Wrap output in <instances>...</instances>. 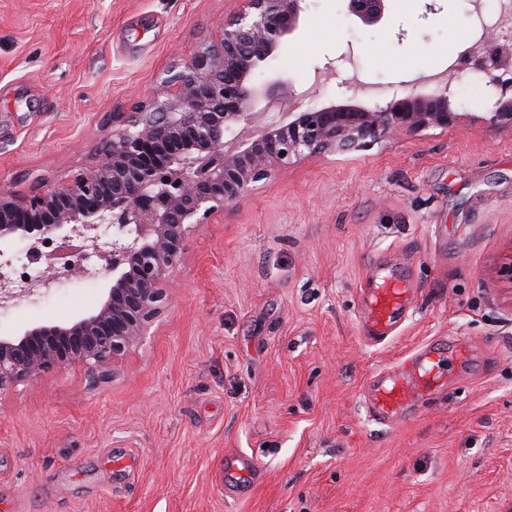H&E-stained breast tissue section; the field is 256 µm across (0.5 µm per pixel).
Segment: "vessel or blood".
<instances>
[{
    "mask_svg": "<svg viewBox=\"0 0 512 512\" xmlns=\"http://www.w3.org/2000/svg\"><path fill=\"white\" fill-rule=\"evenodd\" d=\"M407 288L402 282L386 278L371 291L369 332L381 339L392 330L396 314L406 300ZM439 361L419 355L410 359L408 368L384 376L374 386L370 398V412L377 420L389 422L403 417L413 397L411 383L415 372L430 375L440 370Z\"/></svg>",
    "mask_w": 512,
    "mask_h": 512,
    "instance_id": "vessel-or-blood-1",
    "label": "vessel or blood"
}]
</instances>
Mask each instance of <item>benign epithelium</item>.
Here are the masks:
<instances>
[{"label": "benign epithelium", "mask_w": 512, "mask_h": 512, "mask_svg": "<svg viewBox=\"0 0 512 512\" xmlns=\"http://www.w3.org/2000/svg\"><path fill=\"white\" fill-rule=\"evenodd\" d=\"M237 2L212 40L167 69L137 111L112 113L120 128L101 148L93 176L75 171L25 195L0 189V245L21 238L35 249L79 237L112 275L94 311L0 335V393L54 369L105 368L121 358L160 314L189 235L277 169L326 152L363 150L388 134L445 129L457 118L446 86L373 109L332 103L279 112L252 134L226 137L259 121L258 97L292 98L288 82L260 85L256 76L299 29L304 0ZM344 2L366 26L386 18L388 0ZM469 60L486 74L506 66L504 54L487 47ZM488 121L512 127V98L497 100ZM101 224L117 230L108 254L97 244ZM30 287L1 278L0 304Z\"/></svg>", "instance_id": "benign-epithelium-1"}]
</instances>
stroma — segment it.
Here are the masks:
<instances>
[{
  "label": "stroma",
  "mask_w": 512,
  "mask_h": 512,
  "mask_svg": "<svg viewBox=\"0 0 512 512\" xmlns=\"http://www.w3.org/2000/svg\"><path fill=\"white\" fill-rule=\"evenodd\" d=\"M235 0H0V188L93 172L157 75ZM383 24L305 0L261 81L301 106L348 82L386 106L437 90L448 128L295 161L191 233L143 340L104 372L72 365L0 393V512H512V129L450 58L472 0H389ZM409 283L368 337L376 275ZM104 272L0 306L4 334L95 310ZM435 348L410 418L367 388Z\"/></svg>",
  "instance_id": "stroma-1"
}]
</instances>
